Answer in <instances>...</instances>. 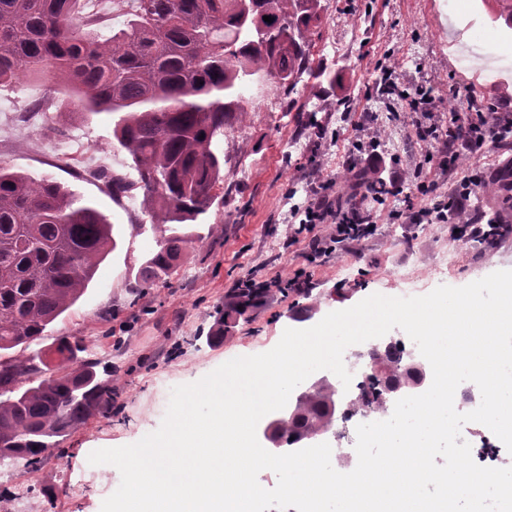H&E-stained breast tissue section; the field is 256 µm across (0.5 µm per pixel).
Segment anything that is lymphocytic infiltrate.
I'll list each match as a JSON object with an SVG mask.
<instances>
[{"mask_svg":"<svg viewBox=\"0 0 512 512\" xmlns=\"http://www.w3.org/2000/svg\"><path fill=\"white\" fill-rule=\"evenodd\" d=\"M380 83L388 95L396 97L408 112L421 113L429 118L430 124L422 131L425 139L438 142L437 153L422 155L414 168L419 181L417 192L433 197L431 206L411 212L413 221L429 224H448L457 229L459 237L467 239L496 240L505 235V227L494 221L483 220L482 216H468L471 195L484 180L482 169H473L458 180L455 189L447 196L437 194L439 182L453 172V165L462 153L477 154L487 147L500 145L512 134V114L495 108L480 112H457L448 114L447 125L434 123L433 116L438 109L439 98L430 86L406 89L395 78V69L387 63H379ZM333 182L315 187L312 197L305 206L296 208L299 218L297 234L305 235L311 257L327 255L344 244L353 243L372 235L376 226L369 217L363 216L357 207L342 211L336 209L331 200ZM328 225V233H318L320 225Z\"/></svg>","mask_w":512,"mask_h":512,"instance_id":"lymphocytic-infiltrate-1","label":"lymphocytic infiltrate"}]
</instances>
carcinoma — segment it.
<instances>
[{"label":"carcinoma","mask_w":512,"mask_h":512,"mask_svg":"<svg viewBox=\"0 0 512 512\" xmlns=\"http://www.w3.org/2000/svg\"><path fill=\"white\" fill-rule=\"evenodd\" d=\"M85 0H0V85L24 75L59 81L76 108L104 116L126 153L125 166L92 174L112 201L140 199L149 222L136 235L159 234L157 250L128 287L170 278L186 247L200 239L214 190L224 182L220 143L248 111L247 92L273 84L293 94L314 77L308 34L321 0H121L119 24L99 41ZM271 16L268 23L263 17ZM355 190L374 177L351 172ZM114 225L94 204L49 176L0 165V352L28 348L87 289ZM406 352H383L385 372L371 391L403 381ZM112 403V387L94 367L42 369L34 357L0 355V460L34 467L46 449ZM336 391L293 403L297 418L277 428L288 447L330 429Z\"/></svg>","instance_id":"cac0c4a2"}]
</instances>
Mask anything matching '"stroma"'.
Returning <instances> with one entry per match:
<instances>
[{
	"label": "stroma",
	"instance_id": "35a3bbf8",
	"mask_svg": "<svg viewBox=\"0 0 512 512\" xmlns=\"http://www.w3.org/2000/svg\"><path fill=\"white\" fill-rule=\"evenodd\" d=\"M320 27L312 34L311 61L319 76L285 94L268 84L254 90L245 119L228 130L224 183L200 241L184 252L177 271L132 294L127 277L156 249L152 233L128 235L141 216L138 201L113 202L91 168L119 167L123 153L112 126L96 115L62 107L64 88L44 77H23L0 87V116L14 137L0 141V165L33 177L52 175L105 213L124 231L121 243L100 263L82 297L47 326L26 353L57 365L59 338L72 337L79 360L93 361L112 388L110 407L95 412L35 468L24 460L0 478V502L12 505L27 486L38 512H101L110 492L98 481L91 452L138 442L159 429L174 387L196 382L223 363L271 350L285 329H307L328 313L378 293L427 294V278L444 247L459 262L444 285L461 287L499 270H512V235L487 246L454 235L446 224L392 221V211L428 205L413 195L376 205L350 190L349 140L354 124L376 137L381 151L397 157L395 169L411 179L426 148L415 115L392 108L379 87L377 63L391 58L400 80L428 81L440 98L439 113L474 112L488 105L512 113V82L481 76L494 62L512 72V30L493 22L481 0H322ZM44 106L23 121L34 98ZM325 137H317L316 126ZM334 181L338 206L371 210L376 233L336 253L308 262L303 243L290 239L292 211L315 185ZM304 268L302 287L271 291L250 306L223 340L211 343L232 286L288 280Z\"/></svg>",
	"mask_w": 512,
	"mask_h": 512
}]
</instances>
